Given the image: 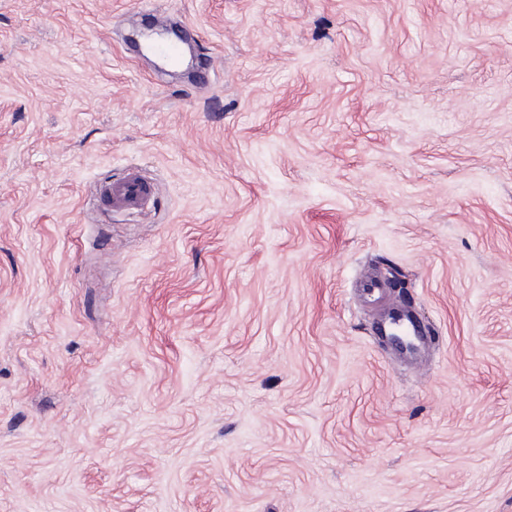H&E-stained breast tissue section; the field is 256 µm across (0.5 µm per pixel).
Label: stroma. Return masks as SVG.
I'll return each mask as SVG.
<instances>
[{"label": "stroma", "mask_w": 512, "mask_h": 512, "mask_svg": "<svg viewBox=\"0 0 512 512\" xmlns=\"http://www.w3.org/2000/svg\"><path fill=\"white\" fill-rule=\"evenodd\" d=\"M0 512H512V0H0ZM99 192L112 210L133 211L145 208L153 189L141 170L131 167L121 179L103 185ZM379 325L385 334V336H378L380 340H390L410 357L418 355L420 345L424 341V331L412 316L395 312Z\"/></svg>", "instance_id": "stroma-1"}]
</instances>
